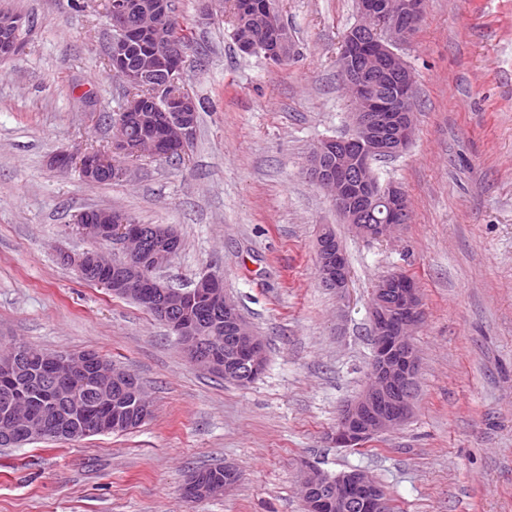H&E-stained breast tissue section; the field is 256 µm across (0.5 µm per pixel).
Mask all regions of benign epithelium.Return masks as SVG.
<instances>
[{"label":"benign epithelium","mask_w":512,"mask_h":512,"mask_svg":"<svg viewBox=\"0 0 512 512\" xmlns=\"http://www.w3.org/2000/svg\"><path fill=\"white\" fill-rule=\"evenodd\" d=\"M426 0H357V22L347 31L338 58L341 87L354 103L352 125L344 137L323 139L308 159L306 174L326 190L342 222L370 241H391L407 224L410 201L398 185L379 182L374 162L403 153L413 142L417 121L407 105L413 98L416 77L398 52L412 38L424 17ZM112 35L105 48L111 69L126 89L142 86L149 93L126 98L112 138V149L89 150L74 157L54 156L63 170L78 160L81 176L89 182L112 181L125 169L112 162V154H149L168 158L180 154L193 137L196 103L189 93H172L183 81L188 51L170 33L166 20L174 18L170 0L138 6L133 0H107ZM243 25L237 36L241 52L263 47L269 58L284 60L292 45L285 35L275 0H240ZM21 18H0V61L20 54L16 37ZM76 229L91 242L78 254L60 253L61 260L96 285L131 298L153 312L177 337L187 358L198 368L224 381L246 385L262 375L267 351L264 339L247 325L235 300L224 291L218 274L200 278L193 288L175 289L153 272L170 264L178 253L179 236L170 227L137 223L112 210H84L76 216ZM116 243L123 258L114 259L103 248ZM315 257L324 287L342 296L349 285V267L339 240L325 227L315 238ZM223 315L224 331L209 329L206 320ZM370 336L372 358L365 386L345 404L331 439L339 448H355L403 425L414 412L413 387L420 354L413 335L423 320V293L419 284L399 272L381 276L371 289ZM26 347L0 358V385L7 412L0 432L10 439L35 434L44 425L25 424L14 407L13 385ZM39 362L58 372L79 371L90 377L94 397L80 398L60 378L51 388L66 402L51 421L55 430L77 438L141 424L153 414V404L131 372L105 363L97 353L42 352ZM130 391L137 398L136 415L113 412L104 420L95 406L119 399ZM237 470L224 465V486L188 478L184 498L192 501L217 491L230 492ZM307 512H390L389 496L367 474L352 470L331 476L313 465L301 471Z\"/></svg>","instance_id":"benign-epithelium-1"}]
</instances>
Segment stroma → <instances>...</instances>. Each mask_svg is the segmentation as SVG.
Wrapping results in <instances>:
<instances>
[{"instance_id":"stroma-1","label":"stroma","mask_w":512,"mask_h":512,"mask_svg":"<svg viewBox=\"0 0 512 512\" xmlns=\"http://www.w3.org/2000/svg\"><path fill=\"white\" fill-rule=\"evenodd\" d=\"M29 21L0 62V346L94 350L154 398L124 433L0 447V512H305L300 471L361 470L396 512H512V0H427L400 52L416 76L417 132L377 162L407 192L398 239L353 236L305 173L314 144L350 130L337 66L356 0H279L287 62L239 51L226 15L175 0L194 32L184 84L198 106L180 160L124 159L105 184L51 166L58 152L111 146L124 90L103 64L101 0H0ZM91 208L173 226L182 249L161 276L225 291L267 342V367L236 386L203 372L167 327L83 281L63 251ZM333 225L350 270L324 287L314 240ZM414 277L425 316L415 413L358 449L330 432L365 386L369 300L389 272ZM232 464L223 496L185 500L191 470Z\"/></svg>"}]
</instances>
